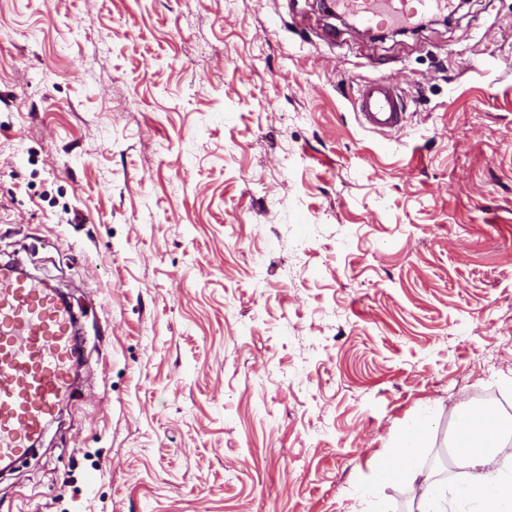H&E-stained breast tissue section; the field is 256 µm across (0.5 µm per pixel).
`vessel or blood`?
I'll return each instance as SVG.
<instances>
[{
	"instance_id": "1",
	"label": "vessel or blood",
	"mask_w": 512,
	"mask_h": 512,
	"mask_svg": "<svg viewBox=\"0 0 512 512\" xmlns=\"http://www.w3.org/2000/svg\"><path fill=\"white\" fill-rule=\"evenodd\" d=\"M453 0H336L338 11L356 16L365 31L413 23L449 10ZM359 124L389 136L406 123L404 102L390 83L373 80L353 104ZM75 319L59 294L0 265V463L26 454L37 443L72 384Z\"/></svg>"
}]
</instances>
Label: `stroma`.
<instances>
[{
  "label": "stroma",
  "instance_id": "stroma-1",
  "mask_svg": "<svg viewBox=\"0 0 512 512\" xmlns=\"http://www.w3.org/2000/svg\"><path fill=\"white\" fill-rule=\"evenodd\" d=\"M384 79L408 125L364 130ZM82 372L0 512H400L397 428L512 438V0H0V262ZM452 0H337L338 11L356 16L365 31L412 24L419 16L450 10ZM353 107L359 124L370 132L390 136L405 128L407 112L401 95L383 79L360 88Z\"/></svg>",
  "mask_w": 512,
  "mask_h": 512
}]
</instances>
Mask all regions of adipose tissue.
Wrapping results in <instances>:
<instances>
[{
    "label": "adipose tissue",
    "instance_id": "ef3b65f1",
    "mask_svg": "<svg viewBox=\"0 0 512 512\" xmlns=\"http://www.w3.org/2000/svg\"><path fill=\"white\" fill-rule=\"evenodd\" d=\"M452 416L453 461L465 475L464 484L454 494H447L433 472L418 466L417 454L424 446V427L418 422L400 432L386 479L419 488L420 512H512V467L499 461L505 443L494 421L470 407L455 408Z\"/></svg>",
    "mask_w": 512,
    "mask_h": 512
}]
</instances>
